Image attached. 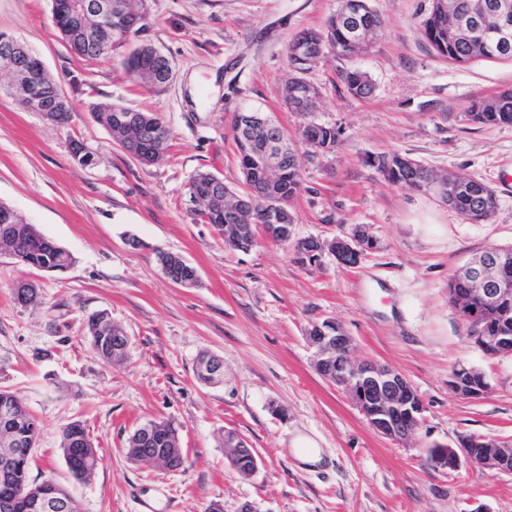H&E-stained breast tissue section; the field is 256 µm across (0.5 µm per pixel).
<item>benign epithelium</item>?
Here are the masks:
<instances>
[{
    "instance_id": "7a95c632",
    "label": "benign epithelium",
    "mask_w": 512,
    "mask_h": 512,
    "mask_svg": "<svg viewBox=\"0 0 512 512\" xmlns=\"http://www.w3.org/2000/svg\"><path fill=\"white\" fill-rule=\"evenodd\" d=\"M97 18V24L88 26L84 36L68 44L70 51L79 57L92 54L97 50L105 54H129L134 48L133 38L140 36L146 24V12L129 15L119 9H112L108 0H94L89 4ZM494 8L502 18L498 31L499 41L507 44L512 41V0H499ZM456 33L467 40L477 41L482 35L480 15L471 14L454 20ZM127 29V38L112 41V27ZM0 49L14 58L8 67L12 78L7 83V90L23 107L40 112L43 117L54 122L59 113L70 111V103L62 93L60 86H46L40 83L39 75L45 70L40 64L30 69L29 62L35 58L31 50L17 38L4 36L0 38ZM153 58L164 74L163 80L151 75L157 88L167 86L174 78L171 60L158 48H152ZM271 117L262 112H240L237 116L239 133L243 134L250 127L268 123ZM270 154L267 159V177L275 179L281 175V161L285 156L295 162L298 152H288L280 148V142L274 141L264 148ZM463 177L450 176L435 178L430 184V192L442 199H448V189L462 183ZM293 218L280 216V221L265 225L264 234L268 238L293 237ZM376 239L362 228H355L336 237L327 245L317 241V246L308 251L315 265L322 263L324 254L335 258L344 254L359 260L366 253L376 248ZM512 259L498 247L484 251L474 261L458 270V276L467 280L471 294L477 297L485 315L505 317L501 302L503 297L512 293V279L505 276L504 270ZM473 340L482 352L490 357L512 356V349L504 347L498 336L476 334ZM316 348L320 368L325 372L324 379L337 388L348 393L358 411L366 418L369 425L386 438L404 444L418 427L424 405L412 385L401 374L372 360L356 361L352 354V341L341 328L331 331L323 326L316 327L309 337ZM201 374L218 383L224 377V362L214 356L205 359L199 365ZM450 387L462 399H475L487 389L485 376L474 368L461 367L453 371L449 381ZM404 419H398L399 413ZM21 409L17 405L0 409V472L8 474L14 461L23 453H33V445L17 435V422L21 419ZM429 462L436 468L456 470L466 462L482 469L495 470L499 473H512V441L498 438L472 437L453 447L437 445L429 455ZM19 495L27 496L37 512H70L71 498L67 493L47 492L42 486H21L0 490V512H13L15 500Z\"/></svg>"
}]
</instances>
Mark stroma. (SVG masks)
<instances>
[{"label": "stroma", "mask_w": 512, "mask_h": 512, "mask_svg": "<svg viewBox=\"0 0 512 512\" xmlns=\"http://www.w3.org/2000/svg\"><path fill=\"white\" fill-rule=\"evenodd\" d=\"M383 21L367 49L327 54L304 73L319 92L310 116L288 110V46L324 27L338 0H147L144 40L176 75L143 88L120 59L73 55L51 22V0H0V30L45 64L74 109L68 125L47 121L0 91V202L68 249L62 273L0 256V390L35 416L40 433L30 480L67 489L78 512H512V474L469 464L430 465L427 450L468 436L512 439V357L485 356L448 301V281L491 247L512 248V124L467 121L471 101L512 89V61L465 67L438 56L417 24L430 0H369ZM366 71L372 95L352 97L341 75ZM115 104L159 115L169 153L138 162L97 123L89 107ZM273 114L289 137L305 121L336 128L323 152L300 143L302 190L292 201L294 236L329 240L367 226L376 249L353 267L325 256L298 262L293 246L259 239L242 252L190 213V182L210 171L237 193L247 185L233 141L237 113ZM83 143L96 159L73 156ZM398 153L436 173L484 182L497 196L486 222L471 224L433 193L385 181L372 159ZM180 255L198 274L190 288L168 280L159 252ZM33 284L39 301L18 303ZM108 312L129 337L119 365L88 347L89 316ZM334 321L357 357L405 376L424 404L412 439L375 432L348 394L325 381L308 336ZM224 362V380L203 384L196 357ZM481 371L479 398L451 391L453 370ZM169 421L187 461L142 468L126 454L135 428ZM85 426L98 453L94 474L76 479L60 448L70 423ZM254 448L258 468L231 467L223 435ZM312 438L320 463L301 462L295 436Z\"/></svg>", "instance_id": "35a3bbf8"}]
</instances>
